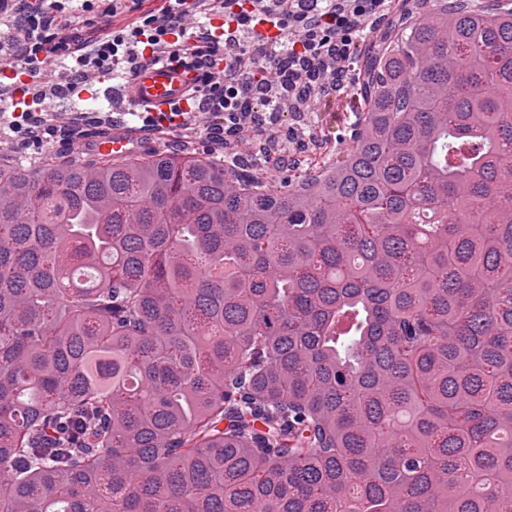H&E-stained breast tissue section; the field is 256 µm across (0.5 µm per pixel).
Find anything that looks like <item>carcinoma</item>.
<instances>
[{
  "instance_id": "1",
  "label": "carcinoma",
  "mask_w": 512,
  "mask_h": 512,
  "mask_svg": "<svg viewBox=\"0 0 512 512\" xmlns=\"http://www.w3.org/2000/svg\"><path fill=\"white\" fill-rule=\"evenodd\" d=\"M405 2L275 188L0 163V512H512V0Z\"/></svg>"
}]
</instances>
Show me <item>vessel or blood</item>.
<instances>
[{
  "mask_svg": "<svg viewBox=\"0 0 512 512\" xmlns=\"http://www.w3.org/2000/svg\"><path fill=\"white\" fill-rule=\"evenodd\" d=\"M198 71L186 68L174 60H160L136 69L126 84L112 85L109 77H101L90 99L118 100L135 108H148L154 112H167L173 106L184 104L185 94L199 80ZM142 140L116 130L98 139L95 150L114 158L138 151Z\"/></svg>",
  "mask_w": 512,
  "mask_h": 512,
  "instance_id": "vessel-or-blood-1",
  "label": "vessel or blood"
}]
</instances>
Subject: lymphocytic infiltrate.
I'll list each match as a JSON object with an SVG mask.
<instances>
[{"label": "lymphocytic infiltrate", "mask_w": 512, "mask_h": 512, "mask_svg": "<svg viewBox=\"0 0 512 512\" xmlns=\"http://www.w3.org/2000/svg\"><path fill=\"white\" fill-rule=\"evenodd\" d=\"M143 0H0V58L15 59L16 74L33 83L45 80L50 66L65 68L69 88L82 92L107 75L128 80L131 56L156 61L172 58L201 74L200 85L189 89V112L204 114L203 129L215 142L225 136L245 139L249 130L265 125L273 102L264 110L248 112L232 81L244 56L265 58L268 51L288 50L282 77L289 89L310 79L314 59L335 57L342 67L327 82L330 92L346 96L354 90V76L345 64L357 46L369 18L387 8V0H294L312 29L288 36L270 37L256 45H240L236 31L270 25L285 27L282 15L266 10L260 0H229L221 25L200 19L191 0H166L161 9H146ZM139 13H132V6ZM0 112L9 113L10 128L20 146L73 143L76 133L58 121L40 102L0 99Z\"/></svg>", "instance_id": "obj_1"}]
</instances>
